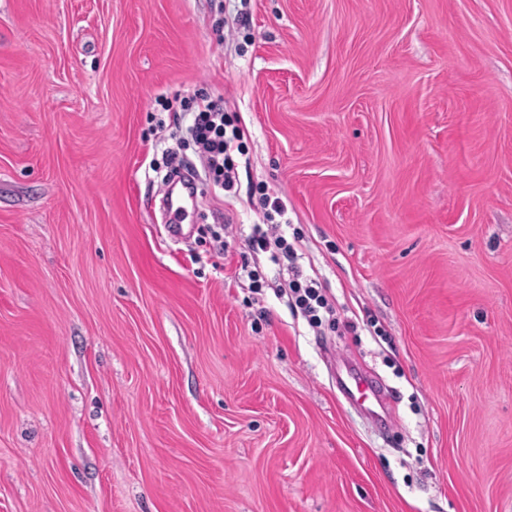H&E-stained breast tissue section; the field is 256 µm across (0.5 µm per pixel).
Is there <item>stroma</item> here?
<instances>
[{"label": "stroma", "instance_id": "1", "mask_svg": "<svg viewBox=\"0 0 512 512\" xmlns=\"http://www.w3.org/2000/svg\"><path fill=\"white\" fill-rule=\"evenodd\" d=\"M161 95L246 132L183 242ZM0 512H512V0H0ZM254 192L260 194L264 206L263 224L254 225L250 244L252 249L258 251H272L274 260L278 258L277 254H281L288 261L292 262L288 271L292 273V279L288 283L289 296L295 309H299L302 315L307 319L313 328H319L323 324L321 311L328 314L329 325H334L335 312L328 304L325 296L319 288L318 282L314 279H305L301 281L302 275L293 262L297 259V240L294 243L278 232L279 224H283L280 220L287 213L285 202L278 196L270 194L268 188L264 184L257 185ZM263 226H266L264 229ZM332 317V318H331ZM166 208L170 216L171 223L168 224L169 233L174 237H181L184 234L182 221L188 215V201L182 197H173L172 194L166 198Z\"/></svg>", "mask_w": 512, "mask_h": 512}]
</instances>
